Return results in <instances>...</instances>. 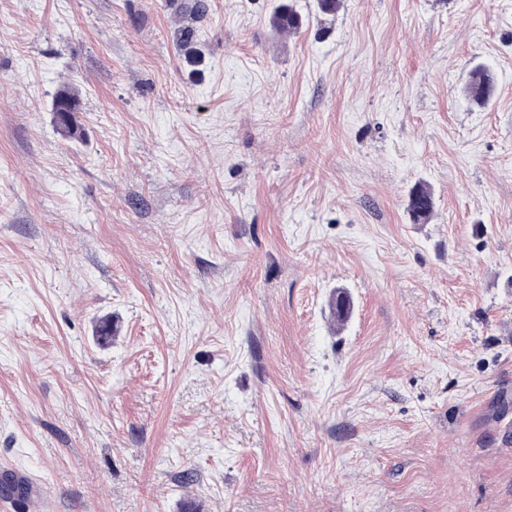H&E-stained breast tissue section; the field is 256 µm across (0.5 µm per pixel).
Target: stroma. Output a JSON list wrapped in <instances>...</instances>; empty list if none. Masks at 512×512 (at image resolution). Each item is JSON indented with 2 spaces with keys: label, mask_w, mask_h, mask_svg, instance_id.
<instances>
[{
  "label": "stroma",
  "mask_w": 512,
  "mask_h": 512,
  "mask_svg": "<svg viewBox=\"0 0 512 512\" xmlns=\"http://www.w3.org/2000/svg\"><path fill=\"white\" fill-rule=\"evenodd\" d=\"M187 2L0 0V512H512V0ZM271 23L277 31L288 34L299 27L300 18L291 6L281 4L274 9ZM472 74V80L467 87V94L473 101L483 103L490 96L491 76L487 71L480 68L475 69ZM408 210L416 223L427 220L434 209L431 190L424 184H418L409 192Z\"/></svg>",
  "instance_id": "stroma-1"
}]
</instances>
